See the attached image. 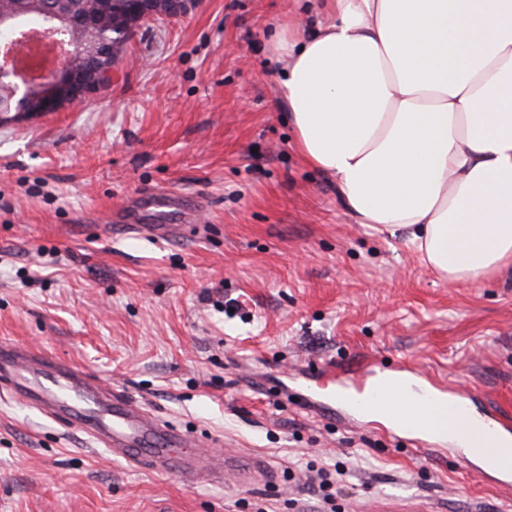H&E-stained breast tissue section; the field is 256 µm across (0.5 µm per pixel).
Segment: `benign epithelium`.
I'll list each match as a JSON object with an SVG mask.
<instances>
[{"label": "benign epithelium", "instance_id": "benign-epithelium-1", "mask_svg": "<svg viewBox=\"0 0 512 512\" xmlns=\"http://www.w3.org/2000/svg\"><path fill=\"white\" fill-rule=\"evenodd\" d=\"M29 8L41 7L52 31H73L78 38L67 41L61 61L51 67L40 61L21 73L13 63V55L0 51V86L10 88L6 105L0 112H57L63 107L92 94L104 82L111 80L118 57L114 49L104 46L98 38L99 21L112 18V6L117 0H93L94 9L74 15L63 8L67 0L45 3L43 0H23ZM154 0H136V12L127 14L133 25L154 17ZM16 13L0 10V48L16 41L13 22Z\"/></svg>", "mask_w": 512, "mask_h": 512}]
</instances>
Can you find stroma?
Listing matches in <instances>:
<instances>
[{"instance_id": "obj_1", "label": "stroma", "mask_w": 512, "mask_h": 512, "mask_svg": "<svg viewBox=\"0 0 512 512\" xmlns=\"http://www.w3.org/2000/svg\"><path fill=\"white\" fill-rule=\"evenodd\" d=\"M293 0L147 20L84 101L0 122V341L88 369L269 480L185 483L0 394V512H512V487L324 405L326 376L425 372L512 422V272L436 277L302 163L266 51ZM127 208L131 224L108 217ZM169 224L170 236L142 231Z\"/></svg>"}]
</instances>
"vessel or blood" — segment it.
<instances>
[{
    "label": "vessel or blood",
    "instance_id": "vessel-or-blood-1",
    "mask_svg": "<svg viewBox=\"0 0 512 512\" xmlns=\"http://www.w3.org/2000/svg\"><path fill=\"white\" fill-rule=\"evenodd\" d=\"M0 380L8 381L27 402L65 419L136 467L184 478L204 469L217 477L231 469L244 481L265 479L259 462L239 457L212 461L187 453L189 439L178 428L161 424L135 400L105 393L84 368L52 353L0 342ZM373 405L380 416L407 423L409 431L427 435L428 407L413 404L396 381L375 387ZM479 471L511 487L512 454L493 465L480 466Z\"/></svg>",
    "mask_w": 512,
    "mask_h": 512
}]
</instances>
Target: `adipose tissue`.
Returning <instances> with one entry per match:
<instances>
[{"label": "adipose tissue", "mask_w": 512, "mask_h": 512, "mask_svg": "<svg viewBox=\"0 0 512 512\" xmlns=\"http://www.w3.org/2000/svg\"><path fill=\"white\" fill-rule=\"evenodd\" d=\"M270 52L294 146L448 283L512 271V0H306Z\"/></svg>", "instance_id": "ef3b65f1"}]
</instances>
